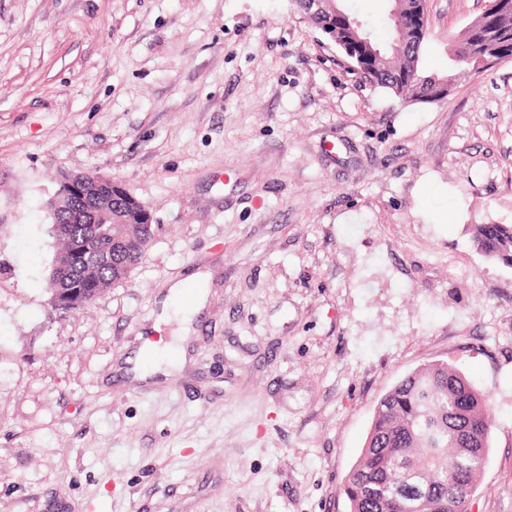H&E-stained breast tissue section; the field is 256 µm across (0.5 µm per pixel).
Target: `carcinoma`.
<instances>
[{"label": "carcinoma", "mask_w": 512, "mask_h": 512, "mask_svg": "<svg viewBox=\"0 0 512 512\" xmlns=\"http://www.w3.org/2000/svg\"><path fill=\"white\" fill-rule=\"evenodd\" d=\"M413 4L391 0L389 38L380 42L365 29L373 48L387 61L362 60L355 74L374 90L423 103L438 93L440 78L421 69L424 45L398 43L399 30ZM327 41H346L336 18H309ZM63 254L87 240L81 263L51 269L48 279L66 290L93 280L111 288L127 279L154 237L153 219L129 192L113 195L112 209L91 224L62 216L50 219ZM472 241L488 260L512 266V225L472 224ZM492 425L490 404L466 376L446 362L417 369L398 381L378 401L360 458L348 473L342 494L349 512H469L485 464Z\"/></svg>", "instance_id": "carcinoma-1"}]
</instances>
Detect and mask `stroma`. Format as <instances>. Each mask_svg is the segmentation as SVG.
<instances>
[{"label":"stroma","mask_w":512,"mask_h":512,"mask_svg":"<svg viewBox=\"0 0 512 512\" xmlns=\"http://www.w3.org/2000/svg\"><path fill=\"white\" fill-rule=\"evenodd\" d=\"M484 0H426L422 67ZM152 214L120 286L47 290L59 173ZM512 60L407 104L291 0H0V512H348L375 406L445 360L490 398L470 512H512ZM202 274L205 307L159 321ZM184 364L123 370L142 336ZM472 241L489 261L512 266V225L472 224Z\"/></svg>","instance_id":"35a3bbf8"}]
</instances>
